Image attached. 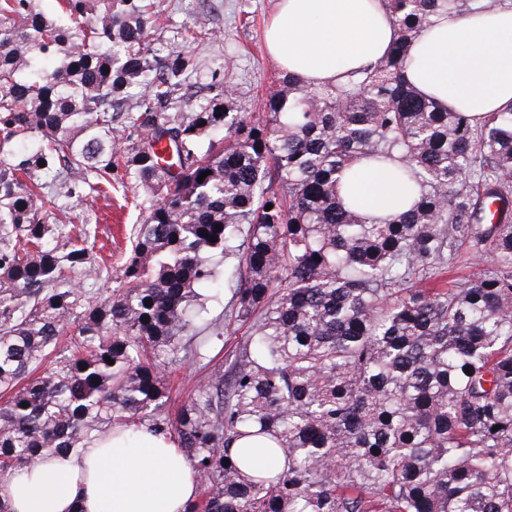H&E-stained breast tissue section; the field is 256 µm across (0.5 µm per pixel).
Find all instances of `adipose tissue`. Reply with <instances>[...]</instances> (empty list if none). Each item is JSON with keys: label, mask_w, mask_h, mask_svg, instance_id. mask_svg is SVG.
<instances>
[{"label": "adipose tissue", "mask_w": 512, "mask_h": 512, "mask_svg": "<svg viewBox=\"0 0 512 512\" xmlns=\"http://www.w3.org/2000/svg\"><path fill=\"white\" fill-rule=\"evenodd\" d=\"M274 62L310 84L384 58L395 26L383 0H278L266 30ZM408 79L473 120L512 105V8L447 14L411 49ZM342 193L371 217L404 210L406 185L357 166ZM200 478L168 438L125 431L36 463L5 485L13 512H185Z\"/></svg>", "instance_id": "obj_1"}]
</instances>
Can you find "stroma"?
Returning <instances> with one entry per match:
<instances>
[{
	"mask_svg": "<svg viewBox=\"0 0 512 512\" xmlns=\"http://www.w3.org/2000/svg\"><path fill=\"white\" fill-rule=\"evenodd\" d=\"M277 0H163L160 26L152 33L153 46L183 49L199 63V96H207L212 75H219L233 91L234 108L261 112L263 101L281 70L267 53L264 30ZM206 20L207 38L192 40L186 31L198 20ZM76 212L90 211L99 219V242H111L112 260L120 262L127 231L141 222L145 210L121 194L85 197L74 203ZM246 327L212 340L202 364L184 365L167 380L171 408L193 396L205 374V364H224L246 334Z\"/></svg>",
	"mask_w": 512,
	"mask_h": 512,
	"instance_id": "35a3bbf8",
	"label": "stroma"
}]
</instances>
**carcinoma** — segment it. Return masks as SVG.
<instances>
[{
  "instance_id": "cac0c4a2",
  "label": "carcinoma",
  "mask_w": 512,
  "mask_h": 512,
  "mask_svg": "<svg viewBox=\"0 0 512 512\" xmlns=\"http://www.w3.org/2000/svg\"><path fill=\"white\" fill-rule=\"evenodd\" d=\"M506 2L386 0L389 55L284 72L256 119L222 83L181 111L197 63L150 46L161 0H0V512L8 478L115 427L177 437L201 477L186 512H512V107L473 122L407 78L439 13ZM362 160L418 187L405 211L341 195ZM119 173L151 198L104 289L97 218L72 237L69 201ZM465 244L492 264L450 288ZM217 257L238 284L211 319ZM238 322L228 366L166 411L197 325ZM252 438L278 471L232 454Z\"/></svg>"
}]
</instances>
